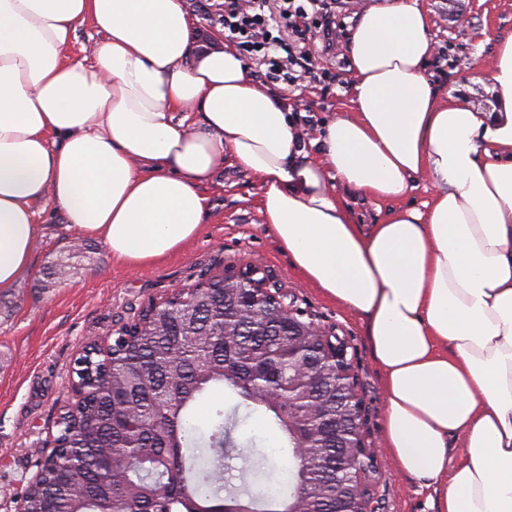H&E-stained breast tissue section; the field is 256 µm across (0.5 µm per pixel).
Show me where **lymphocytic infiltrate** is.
I'll use <instances>...</instances> for the list:
<instances>
[{"label": "lymphocytic infiltrate", "instance_id": "f902f5d3", "mask_svg": "<svg viewBox=\"0 0 512 512\" xmlns=\"http://www.w3.org/2000/svg\"><path fill=\"white\" fill-rule=\"evenodd\" d=\"M346 0H224V36L265 68L271 83L298 86L322 82L307 33H316L321 53H335L343 34Z\"/></svg>", "mask_w": 512, "mask_h": 512}]
</instances>
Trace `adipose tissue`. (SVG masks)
Here are the masks:
<instances>
[{
  "label": "adipose tissue",
  "instance_id": "1",
  "mask_svg": "<svg viewBox=\"0 0 512 512\" xmlns=\"http://www.w3.org/2000/svg\"><path fill=\"white\" fill-rule=\"evenodd\" d=\"M87 23L85 62L66 49ZM430 26L420 0L362 10L349 109L313 156L236 49H200L184 0H0V294L31 265L43 200L138 269L200 234L234 166L293 267L363 319L396 469L435 512H512V36L473 66L486 112L429 81ZM417 179L430 200L375 224L336 192L396 201Z\"/></svg>",
  "mask_w": 512,
  "mask_h": 512
}]
</instances>
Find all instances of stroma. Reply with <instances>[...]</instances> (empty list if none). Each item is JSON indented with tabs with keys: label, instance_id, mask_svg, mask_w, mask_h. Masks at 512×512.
Wrapping results in <instances>:
<instances>
[{
	"label": "stroma",
	"instance_id": "1",
	"mask_svg": "<svg viewBox=\"0 0 512 512\" xmlns=\"http://www.w3.org/2000/svg\"><path fill=\"white\" fill-rule=\"evenodd\" d=\"M223 0H186L201 48L224 46L218 21ZM428 11L436 51L428 66L440 88L457 83L479 108L493 97L469 82L473 61L490 63L499 38L512 35V0H421ZM318 68L333 80L313 88L275 84L294 108L301 132L315 131L347 111L351 63L346 48L319 57ZM209 207L197 238L167 260L133 269L114 260L101 240L86 239L77 274L46 286L42 270L66 254L74 233L62 214L47 206L40 217L47 230L39 239L32 268L10 294L0 295V512H18L27 481L42 449L51 443L61 409L71 400L74 362L95 337L112 336L149 301L175 288H188L217 269L250 261L277 280L316 321L333 328L348 345L364 403L366 440L378 442V512H428L420 479L399 472L381 442L385 398L381 370L363 321L308 285L262 227L259 184L227 166L207 187Z\"/></svg>",
	"mask_w": 512,
	"mask_h": 512
}]
</instances>
